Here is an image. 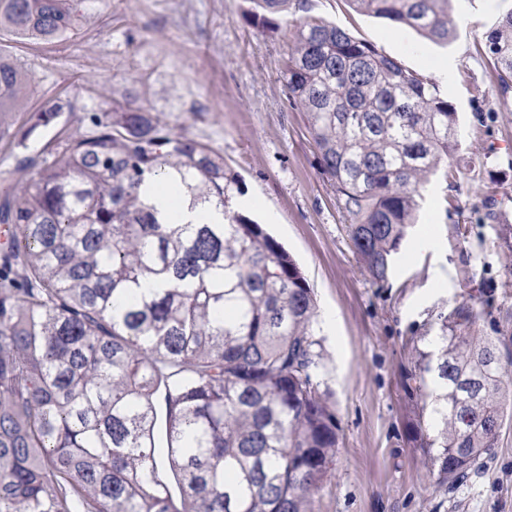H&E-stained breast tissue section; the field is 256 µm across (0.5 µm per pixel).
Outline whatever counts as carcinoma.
Returning <instances> with one entry per match:
<instances>
[{
    "label": "carcinoma",
    "instance_id": "cac0c4a2",
    "mask_svg": "<svg viewBox=\"0 0 512 512\" xmlns=\"http://www.w3.org/2000/svg\"><path fill=\"white\" fill-rule=\"evenodd\" d=\"M254 2L262 29L306 13L290 30L287 98L354 253L383 284L425 184L459 147L455 107L437 83L307 15L308 0ZM347 2L437 43L454 33L452 0ZM79 21L80 0H0V32L19 38L60 39ZM485 47L505 93L512 10ZM31 84L0 55V118ZM68 107L48 104L28 133ZM90 121L19 159L32 174L0 197L13 237L0 275V512H312L338 434L307 279L231 207L239 179L223 155L116 99ZM148 175L179 178L224 223L160 221ZM485 313L464 292L403 344L407 437L438 486L497 447L512 401V340L479 329Z\"/></svg>",
    "mask_w": 512,
    "mask_h": 512
}]
</instances>
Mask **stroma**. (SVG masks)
Here are the masks:
<instances>
[{
    "label": "stroma",
    "mask_w": 512,
    "mask_h": 512,
    "mask_svg": "<svg viewBox=\"0 0 512 512\" xmlns=\"http://www.w3.org/2000/svg\"><path fill=\"white\" fill-rule=\"evenodd\" d=\"M253 8L252 0H82L79 26L65 39L1 34L0 54L33 82L24 111L0 119V188L29 177L19 158L42 154L61 132H89L90 116L116 100L209 145L240 177L237 208L293 256L316 298L339 444L313 512H512V416L467 478L435 485L405 437L403 349L406 336L471 290L491 299L480 328L512 336V274L504 270L512 265V91L501 92L485 50L512 0H452L456 28L445 45L355 12L347 0H310L311 16L426 78L434 63L450 66L440 90L457 112L454 172L426 184L417 224L381 287L361 267L303 116L288 102L281 70L289 33L249 24ZM57 98L71 111L29 132L30 114Z\"/></svg>",
    "instance_id": "35a3bbf8"
}]
</instances>
